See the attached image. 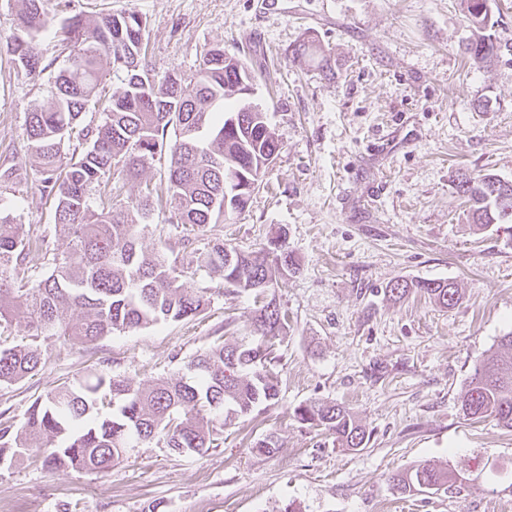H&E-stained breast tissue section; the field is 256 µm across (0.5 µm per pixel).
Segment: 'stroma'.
I'll return each mask as SVG.
<instances>
[{
	"instance_id": "35a3bbf8",
	"label": "stroma",
	"mask_w": 512,
	"mask_h": 512,
	"mask_svg": "<svg viewBox=\"0 0 512 512\" xmlns=\"http://www.w3.org/2000/svg\"><path fill=\"white\" fill-rule=\"evenodd\" d=\"M17 0H0V212L62 251L54 205L42 200L27 156L26 121L47 102L55 69L28 75L13 61ZM50 31L37 42L55 59L57 32L77 13L135 12L147 22L149 57L188 75L214 47L256 75L254 99L282 149L245 209L215 232L257 250L276 230L297 268L267 297L286 312L275 342L276 404L224 430L202 456L156 443L131 449L106 475L57 472L32 460L0 465V496L18 512H512V480L459 496L403 493L390 478L421 461L512 469V432L473 423L460 396L477 360L512 331V236L480 230L454 188L458 172L512 180V0H496L498 47L477 65L464 0H50ZM314 36L336 61L323 76L292 57ZM452 280L454 309L392 281ZM185 288L206 291L199 316L83 344L38 337L44 360L30 377L0 385V421L23 420L37 396L97 368L132 386L177 376L217 338L255 339L263 300L221 289L208 270ZM266 297V298H267ZM335 401L371 432L366 448L333 446L293 411ZM274 435L269 455L254 443Z\"/></svg>"
}]
</instances>
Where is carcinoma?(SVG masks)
Instances as JSON below:
<instances>
[{"mask_svg":"<svg viewBox=\"0 0 512 512\" xmlns=\"http://www.w3.org/2000/svg\"><path fill=\"white\" fill-rule=\"evenodd\" d=\"M49 0H21L15 63L35 77L44 71L36 39L50 23ZM474 37L465 52L476 63L497 51L486 33L490 0H465ZM146 21L135 12L78 13L62 28L64 66L52 97L27 117V152L38 175L40 197L54 202V226L68 240L48 254L39 239L20 233L15 218L0 215V324L25 323L28 335L57 336L73 343L95 341L116 331L193 317L207 305L203 291L180 284L192 264L220 273L225 289L259 294L295 268L283 248L282 232L256 251L224 247L214 225L242 212L260 187L281 141L265 111L256 110L247 90L255 75L224 49L208 50L188 78L163 72L147 55ZM312 56L324 76L334 74L331 55L308 37L294 49ZM112 63L120 91L103 94L102 62ZM224 111H213L216 101ZM99 122L83 123L88 113ZM165 162L166 185L141 182L149 161ZM139 182L138 195L122 197L118 177ZM492 173H458L456 193L469 204L479 229H512V187L502 189ZM181 229V240H207L183 263L167 247L150 252L138 245L154 213ZM48 274L30 288H17L35 258ZM417 290L443 309L462 300L460 289L441 280H397L386 289L394 299ZM70 310L80 318H65ZM258 340L243 345L221 339L194 356L178 379L133 387L97 369L36 398L25 421L0 422V464L11 465L38 441L43 464L55 470L103 475L128 449L157 441L179 454H206L224 427L276 402L279 386L271 372L273 340L286 328V315L268 302L256 319ZM41 353L28 344L0 348V384L34 374ZM463 415L490 418L512 430V331L476 363L461 396ZM297 421L326 431L341 448H364L370 434L346 408L313 398L294 410ZM479 468L439 467L427 461L392 477L403 493L428 489L461 493L481 478Z\"/></svg>","mask_w":512,"mask_h":512,"instance_id":"obj_1","label":"carcinoma"}]
</instances>
